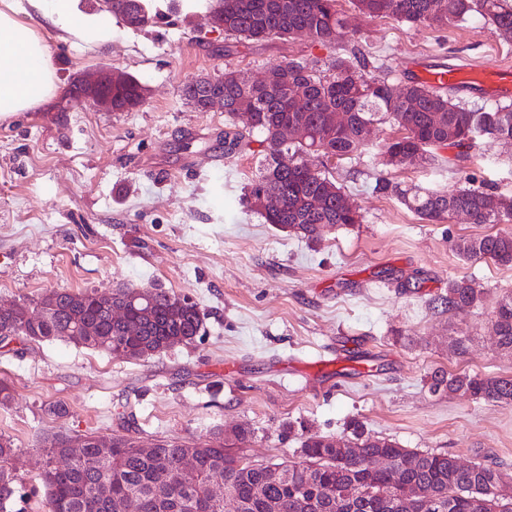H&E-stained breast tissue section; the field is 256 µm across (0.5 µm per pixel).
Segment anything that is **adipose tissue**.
<instances>
[{"label": "adipose tissue", "instance_id": "obj_1", "mask_svg": "<svg viewBox=\"0 0 512 512\" xmlns=\"http://www.w3.org/2000/svg\"><path fill=\"white\" fill-rule=\"evenodd\" d=\"M26 4L67 32L92 29L100 38L108 36L107 26L80 13L76 0H0V119L34 108L55 89L45 44L19 18Z\"/></svg>", "mask_w": 512, "mask_h": 512}]
</instances>
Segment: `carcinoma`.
<instances>
[{
	"label": "carcinoma",
	"instance_id": "carcinoma-1",
	"mask_svg": "<svg viewBox=\"0 0 512 512\" xmlns=\"http://www.w3.org/2000/svg\"><path fill=\"white\" fill-rule=\"evenodd\" d=\"M354 8L369 18L392 17L409 24L438 27L463 25L477 15L496 30H512V0H351ZM339 0H209L208 12L224 22V33L244 40L291 37L309 30L312 40L324 47L342 36L345 20ZM112 14L134 30L157 18L148 0H116ZM364 58L333 56L322 70L294 60L271 68L272 84L248 85L221 77L192 79L180 86L181 97L198 112L207 111V100L224 94V111L237 117L236 101L243 95L256 100L251 127L234 133H259L266 152L260 173L246 188L243 205L260 213L265 223L280 231L298 229L296 236L309 242L321 237L324 226L347 227L362 221L360 211L341 206L342 187L327 172L311 168L305 155L317 152L337 159L359 156L370 148L363 136L365 126L388 120L400 135L379 149L387 165H418L433 158L441 148L471 149L486 138L512 139V103L469 105L451 97L442 87L431 88L415 79L395 85L368 71ZM296 86L300 98L288 97V85ZM142 87L131 79L113 91V108L128 112L138 103ZM343 112L346 123L339 129L325 125L326 112ZM441 113L435 126L431 115ZM289 123L303 125L305 142L283 145L279 129ZM377 191H389L418 217L428 222L453 218L455 210L467 208L474 224L511 221V213L486 211L484 198L492 189L462 185L448 194L420 187L402 189L384 178ZM274 193L280 206L265 213L261 196ZM464 259L490 260L512 265V233L497 232L454 242ZM138 293L135 288H117L109 294L73 293L56 290L55 301H21L13 312H0V344L17 338L31 341L66 340L115 358L127 350L141 352L145 360L179 345H190L204 331V317L187 296L164 288L152 289L144 303L129 302L121 320L112 306ZM482 289L475 280L462 277L448 282L440 304L448 310L471 308L480 301ZM491 330L499 347L512 351V293L500 300L491 318ZM432 393L462 394L472 399L512 405V377L480 374H446L434 371L429 379ZM135 426L127 420L112 434L110 453L103 456L93 433L81 435L84 448L78 455L68 450L71 435L46 439V458L41 484L46 512H224V501L211 496L209 485L220 480L227 495L241 504V512H267L275 501L280 512H406L398 505L408 488H425L432 499L416 512H512L495 499L494 489L502 473L490 465L460 464L448 454L404 448L397 442L367 432L352 421L343 439L357 448L343 454L334 438L302 429L298 457L282 462L256 463L243 453L255 437L247 424L230 432L221 430L189 446L175 439L157 441L152 453H141L133 436ZM194 448L195 466L184 474L180 461L187 448ZM13 440L0 435V512H12L19 497ZM108 485L110 496L100 494ZM344 494L336 506L332 494Z\"/></svg>",
	"mask_w": 512,
	"mask_h": 512
}]
</instances>
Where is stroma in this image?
I'll return each mask as SVG.
<instances>
[{"mask_svg":"<svg viewBox=\"0 0 512 512\" xmlns=\"http://www.w3.org/2000/svg\"><path fill=\"white\" fill-rule=\"evenodd\" d=\"M159 16L141 30L106 15L111 38L74 36L33 16L49 51L55 90L39 106L0 121V305L50 289L108 292L156 286L195 301L205 333L149 360H126L64 340L17 339L0 347V379L13 398L0 406V434L19 450L25 512H45L39 475L44 436L116 433L136 414L141 445L192 441L239 423L255 428L247 455L259 462L296 456L310 428L342 436L355 419L402 447L495 466L512 478V406L429 392L436 370L512 376L490 320L512 291V266L466 260L455 240L512 232V222L421 220L397 196L373 187L445 193L492 185L512 197V144L484 141L459 155L437 150L420 166L382 165L367 154L326 160L357 202L359 224L328 227L309 242L265 224L241 203L260 171L254 137L225 143L233 126L223 108L195 111L179 93L225 65L262 73L295 60L323 67L329 55L362 54L391 81L418 66H512V39L484 20L463 26L411 25L356 15L332 48L306 36L239 41L213 30L205 11L152 0ZM117 67L148 97L130 112L87 100L53 107L79 71ZM475 278L481 303L447 311L450 280ZM467 340L456 355V338ZM64 404V416L49 414Z\"/></svg>","mask_w":512,"mask_h":512,"instance_id":"1","label":"stroma"}]
</instances>
